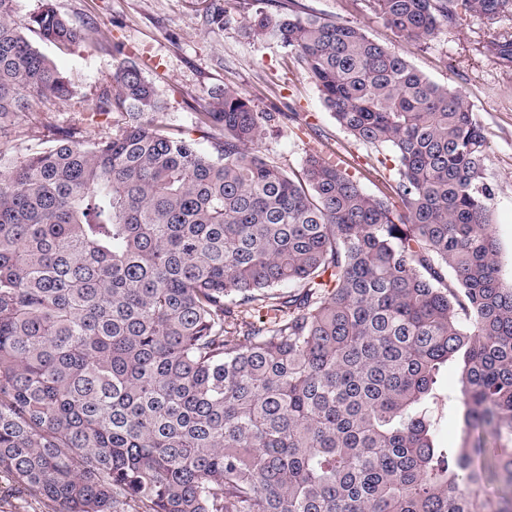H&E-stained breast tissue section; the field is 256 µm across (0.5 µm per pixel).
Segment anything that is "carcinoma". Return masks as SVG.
<instances>
[{"mask_svg":"<svg viewBox=\"0 0 512 512\" xmlns=\"http://www.w3.org/2000/svg\"><path fill=\"white\" fill-rule=\"evenodd\" d=\"M433 37L458 5L374 0ZM0 0V124L75 96ZM255 13L336 122L397 158L401 208L320 153L289 172L248 145L271 112L208 93V151L155 125L121 61L93 114L15 157L0 141V475L49 512H512V283L491 224L486 141L460 91L361 28L280 0ZM60 49L93 39L52 6ZM456 365L469 446L435 445ZM500 484L492 499L479 487Z\"/></svg>","mask_w":512,"mask_h":512,"instance_id":"obj_1","label":"carcinoma"}]
</instances>
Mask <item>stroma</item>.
Returning a JSON list of instances; mask_svg holds the SVG:
<instances>
[{
	"mask_svg": "<svg viewBox=\"0 0 512 512\" xmlns=\"http://www.w3.org/2000/svg\"><path fill=\"white\" fill-rule=\"evenodd\" d=\"M47 0H14L13 19L28 39L72 80L67 101L44 98L0 129L16 155L39 148L58 130L77 127L93 140L111 120L91 112L123 58L135 60L153 85L161 108L154 123L189 133L209 148L212 130L198 127L195 109L208 91L227 85L250 98L256 111L275 113L256 148L289 171H299L309 151L343 161L370 194H390L393 149L356 142L331 116L317 88L293 54L271 34L256 38L248 22L257 10L276 13L272 0H48L75 24L95 28L92 41L59 51L29 29L31 15ZM308 12L350 22L373 41L402 56L431 81L460 90L481 126L487 177L495 188L492 228L500 242L504 279L512 280V61L495 58L490 41L512 36V15L495 20L461 12L428 40L397 35L375 12L372 0H298ZM456 370L440 381L443 398L431 408L436 441L459 449L467 436L463 411L449 402Z\"/></svg>",
	"mask_w": 512,
	"mask_h": 512,
	"instance_id": "1",
	"label": "stroma"
}]
</instances>
